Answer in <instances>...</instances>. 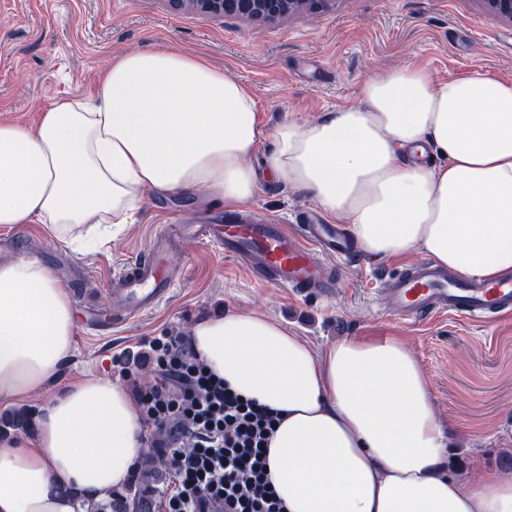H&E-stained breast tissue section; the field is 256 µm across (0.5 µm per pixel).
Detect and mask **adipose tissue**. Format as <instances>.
I'll use <instances>...</instances> for the list:
<instances>
[{
  "label": "adipose tissue",
  "mask_w": 512,
  "mask_h": 512,
  "mask_svg": "<svg viewBox=\"0 0 512 512\" xmlns=\"http://www.w3.org/2000/svg\"><path fill=\"white\" fill-rule=\"evenodd\" d=\"M361 96L281 123L263 156L238 80L174 47L119 55L84 99L33 125L0 122V226L38 222L101 247L146 195L203 192L235 208L265 173L348 222L371 255L418 250L487 280L511 272L512 83L410 65L368 76ZM74 334L72 298L49 267L0 263V405L53 383ZM191 336L209 371L278 411L267 472L287 512H512V480L449 475L430 385L398 337L316 351L235 310L201 316ZM34 420V438L0 436V512H89L145 452L131 392L97 376L67 382Z\"/></svg>",
  "instance_id": "1"
}]
</instances>
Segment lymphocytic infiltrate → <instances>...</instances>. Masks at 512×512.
Listing matches in <instances>:
<instances>
[{
    "label": "lymphocytic infiltrate",
    "mask_w": 512,
    "mask_h": 512,
    "mask_svg": "<svg viewBox=\"0 0 512 512\" xmlns=\"http://www.w3.org/2000/svg\"><path fill=\"white\" fill-rule=\"evenodd\" d=\"M143 363L154 367L145 385L134 372ZM123 375L168 464L171 484L156 491L159 512H284L267 474L275 412L209 372L191 336L143 340Z\"/></svg>",
    "instance_id": "1"
}]
</instances>
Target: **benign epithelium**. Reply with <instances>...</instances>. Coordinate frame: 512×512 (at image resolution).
<instances>
[{
  "label": "benign epithelium",
  "instance_id": "7a95c632",
  "mask_svg": "<svg viewBox=\"0 0 512 512\" xmlns=\"http://www.w3.org/2000/svg\"><path fill=\"white\" fill-rule=\"evenodd\" d=\"M318 0H172L178 7L204 17L274 20L303 10ZM493 14L512 20V0H483Z\"/></svg>",
  "mask_w": 512,
  "mask_h": 512
}]
</instances>
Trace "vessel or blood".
<instances>
[{
    "mask_svg": "<svg viewBox=\"0 0 512 512\" xmlns=\"http://www.w3.org/2000/svg\"><path fill=\"white\" fill-rule=\"evenodd\" d=\"M216 246L256 279L295 294L328 296L333 270L358 261L341 225L308 221L288 229L249 216H228L220 224H170L152 248L124 262L108 281L109 305L87 306L81 322L111 331L158 308L172 291L175 271L168 255L182 237ZM382 297L390 313L410 320L438 314L490 320L512 314V275L495 280L465 277L421 261L385 280Z\"/></svg>",
    "mask_w": 512,
    "mask_h": 512,
    "instance_id": "1",
    "label": "vessel or blood"
}]
</instances>
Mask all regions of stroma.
<instances>
[{
    "mask_svg": "<svg viewBox=\"0 0 512 512\" xmlns=\"http://www.w3.org/2000/svg\"><path fill=\"white\" fill-rule=\"evenodd\" d=\"M163 47L204 57L248 88L262 117L264 154L283 121L362 105L361 86L379 71L422 65L445 79L480 69L512 81V21L488 13L483 0H329L320 10L266 22L207 18L170 0H0V122L36 123L56 101L85 95L115 56ZM241 210L292 224L316 208L267 176ZM224 212L201 193L148 196L136 222L102 248L75 250L36 224L2 226L0 238L23 235L29 256L47 253L78 306L101 301L112 272L145 252L169 221L220 224ZM422 258L363 255L359 264L340 266L334 295L322 298L260 284L216 247L190 239L171 298L109 336L77 328L63 377L120 381L117 359L136 352L142 338L187 333L201 315L228 310L274 318L316 350L352 336H396L430 384L450 439L449 474L491 471L512 480V315L474 322L390 314L374 300L381 281Z\"/></svg>",
    "mask_w": 512,
    "mask_h": 512,
    "instance_id": "35a3bbf8",
    "label": "stroma"
}]
</instances>
